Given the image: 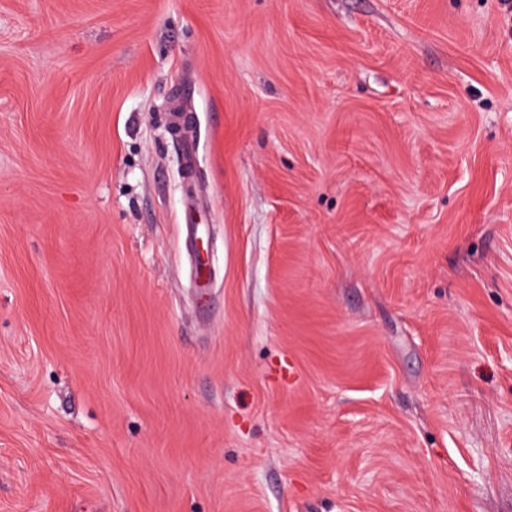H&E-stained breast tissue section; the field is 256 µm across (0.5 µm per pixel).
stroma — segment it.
Instances as JSON below:
<instances>
[{"mask_svg":"<svg viewBox=\"0 0 512 512\" xmlns=\"http://www.w3.org/2000/svg\"><path fill=\"white\" fill-rule=\"evenodd\" d=\"M0 512H512V0H0Z\"/></svg>","mask_w":512,"mask_h":512,"instance_id":"35a3bbf8","label":"stroma"}]
</instances>
